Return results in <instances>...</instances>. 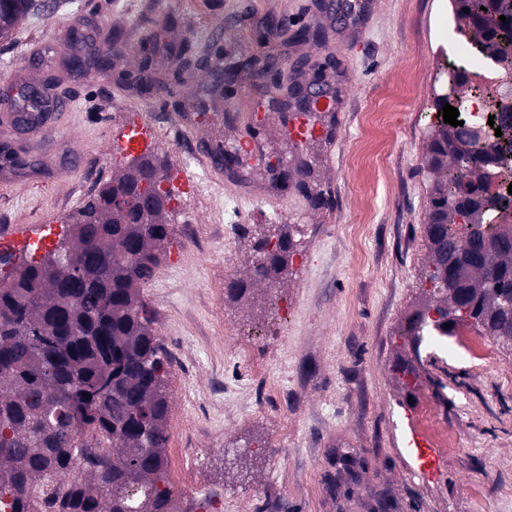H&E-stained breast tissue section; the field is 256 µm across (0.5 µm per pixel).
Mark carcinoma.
Returning a JSON list of instances; mask_svg holds the SVG:
<instances>
[{"label": "carcinoma", "mask_w": 512, "mask_h": 512, "mask_svg": "<svg viewBox=\"0 0 512 512\" xmlns=\"http://www.w3.org/2000/svg\"><path fill=\"white\" fill-rule=\"evenodd\" d=\"M28 0H0V40L9 38ZM459 29L473 53L468 65L494 61L500 96L491 97L503 145L443 122L429 133L430 183L425 238L430 267L426 300L407 318L414 332L430 311L441 324L470 322L506 344L512 305L484 316L472 306L512 295V234L489 237L483 225L509 209L486 190L481 165L512 156V0H453ZM487 10H482V7ZM469 12H463V9ZM506 21H500V16ZM437 110H467L468 89L450 69L440 80ZM46 100L18 101L25 121L38 120ZM171 165L150 150L104 184L73 213L65 237L42 259L0 278V496L11 512H175L164 451L170 361L153 333L144 286L167 256L172 225L160 221L173 195L160 181ZM458 245L468 266L439 260ZM291 236L262 238L272 259L261 280L283 279Z\"/></svg>", "instance_id": "1"}]
</instances>
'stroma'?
<instances>
[{"mask_svg": "<svg viewBox=\"0 0 512 512\" xmlns=\"http://www.w3.org/2000/svg\"><path fill=\"white\" fill-rule=\"evenodd\" d=\"M167 13L181 25L164 30ZM455 27L449 0H34L0 40V141L30 162L0 167L5 250L20 224L58 242L63 218L131 160L113 143L134 115L171 163L173 235L144 299L171 361L165 448L181 512L205 492L233 512H512V350L495 347L483 376L462 357L416 363L459 439L431 476L396 370L414 358L398 328L424 289V158ZM304 28L321 40L294 41ZM184 40L198 51L186 71L166 50ZM273 77L317 83L333 103L302 147L279 132L262 90ZM21 87L46 88L42 122H19ZM383 111L385 165L353 163L359 143L376 148L364 114ZM299 151L327 206L300 175L259 176ZM283 224L297 253L281 284L230 295L256 238Z\"/></svg>", "mask_w": 512, "mask_h": 512, "instance_id": "35a3bbf8", "label": "stroma"}]
</instances>
